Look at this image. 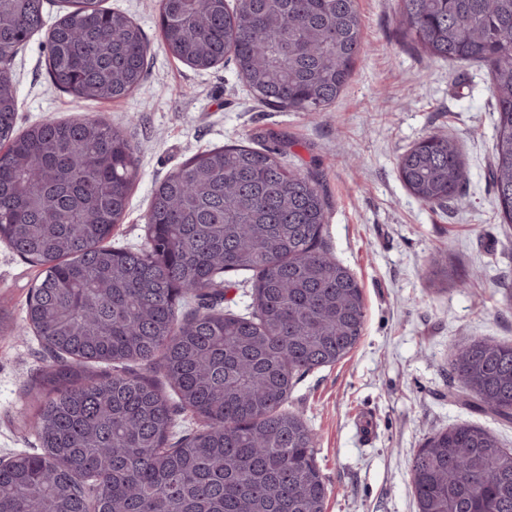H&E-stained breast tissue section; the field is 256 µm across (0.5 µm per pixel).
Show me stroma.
I'll list each match as a JSON object with an SVG mask.
<instances>
[{
    "instance_id": "stroma-1",
    "label": "stroma",
    "mask_w": 512,
    "mask_h": 512,
    "mask_svg": "<svg viewBox=\"0 0 512 512\" xmlns=\"http://www.w3.org/2000/svg\"><path fill=\"white\" fill-rule=\"evenodd\" d=\"M397 0H359L364 50L346 89L324 112H285L257 100L232 60L199 71L160 49L159 0H103L144 31L148 77L132 95L87 104L60 92L45 72L46 38L15 56L17 126L47 117L102 119L137 146L138 175L128 208L109 239L144 248L154 187L187 159L227 145L280 149L291 168L318 176L329 199L323 241L358 281L366 307L357 346L334 365L301 375L285 408L316 433V464L329 494L325 512H418L410 475L432 433L469 421L512 448L501 425L457 397L450 362L465 337L512 343V224L493 206L489 78L478 65L424 56L405 42ZM432 133L454 137L467 179L459 200L418 201L398 169L401 154ZM452 275L434 282L432 255ZM41 267L0 240V308L23 322ZM221 310L252 311L253 276L225 275ZM50 356L32 332L0 336V459L36 453L30 393Z\"/></svg>"
}]
</instances>
